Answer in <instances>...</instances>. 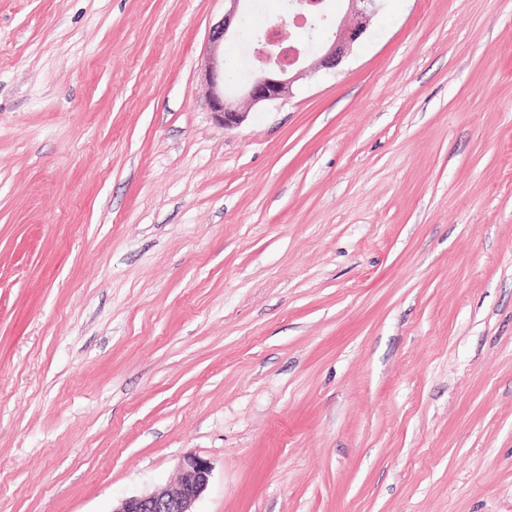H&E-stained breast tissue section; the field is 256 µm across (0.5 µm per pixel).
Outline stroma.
Wrapping results in <instances>:
<instances>
[{
  "instance_id": "stroma-1",
  "label": "stroma",
  "mask_w": 512,
  "mask_h": 512,
  "mask_svg": "<svg viewBox=\"0 0 512 512\" xmlns=\"http://www.w3.org/2000/svg\"><path fill=\"white\" fill-rule=\"evenodd\" d=\"M224 0H0V512H512V0H383L237 128ZM179 471L175 489L119 499L112 512H196L193 506L210 481V463L201 457L187 456L180 462Z\"/></svg>"
}]
</instances>
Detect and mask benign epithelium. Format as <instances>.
<instances>
[{"instance_id":"benign-epithelium-1","label":"benign epithelium","mask_w":512,"mask_h":512,"mask_svg":"<svg viewBox=\"0 0 512 512\" xmlns=\"http://www.w3.org/2000/svg\"><path fill=\"white\" fill-rule=\"evenodd\" d=\"M224 18L210 31V54L205 66V79L211 87V110L226 128L241 125L248 113L242 111L238 100L253 104L287 98L294 82L306 70L314 72L336 69L368 32L379 10V0H347V8L332 36L322 42L319 54L308 68L299 67L305 61L304 47L290 40L288 18L282 16L258 35L253 44L256 75L245 83L230 87L224 84V67L216 51L226 41L238 38L246 0H226ZM323 0H293V18L313 19L310 34L322 30L327 16ZM178 485L173 490L154 491L118 500L112 512H194L193 506L206 490L212 468L197 456H187L179 465Z\"/></svg>"}]
</instances>
